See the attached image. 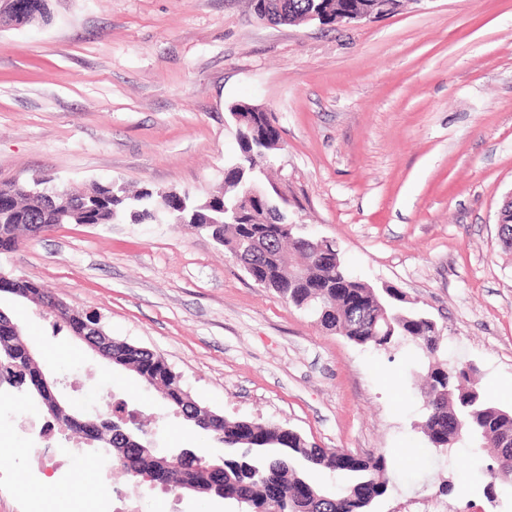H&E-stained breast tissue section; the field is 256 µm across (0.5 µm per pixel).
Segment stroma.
Segmentation results:
<instances>
[{"label": "stroma", "mask_w": 512, "mask_h": 512, "mask_svg": "<svg viewBox=\"0 0 512 512\" xmlns=\"http://www.w3.org/2000/svg\"><path fill=\"white\" fill-rule=\"evenodd\" d=\"M47 23L0 25V182L43 175L210 196L237 152L230 106L271 113L268 174L302 235L336 241L348 269L392 286L438 325L448 364L475 368L512 410V0H404L354 23L271 25L250 0H49ZM0 272L96 314L112 338L160 354L201 407L272 420L309 443L384 455L372 512H512L487 497L492 459L427 449L425 366L409 343L359 346L258 287L183 224H60L0 254ZM62 394L83 410L126 401L160 448L215 454L132 373L30 301L0 295ZM0 387V512H76L98 475L39 474L18 447L65 460L77 435Z\"/></svg>", "instance_id": "1"}]
</instances>
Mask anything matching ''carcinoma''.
Here are the masks:
<instances>
[{
	"mask_svg": "<svg viewBox=\"0 0 512 512\" xmlns=\"http://www.w3.org/2000/svg\"><path fill=\"white\" fill-rule=\"evenodd\" d=\"M270 20L276 24L300 23L313 14L322 24L336 23L340 9H362L371 0H263ZM48 0H20L15 12H0V24L31 25L47 20ZM279 131L264 118L257 120L249 140L239 144L237 158L228 165L250 170V177L261 178L259 160L276 149ZM243 188L226 179L210 201L211 216L223 222L220 245L230 251L247 252L254 264L253 281L277 293L294 307L313 314L320 324L353 343L387 351L402 342L415 345L427 358V383L423 390L425 413L420 425L432 448H453L468 440L470 447L497 456L501 448H512V411L488 403L471 381L463 366H448L437 358L440 336L434 320L400 306L403 296L394 288L378 291L350 274L339 252L318 246L299 248L279 235L273 224L241 222L236 204ZM171 207L170 194L144 188L130 194L123 187L98 184L83 192L72 206L48 205L35 186L21 188L14 182L0 183V253L17 250L30 235V225L112 224L129 218L137 223H154L165 208ZM115 366L155 363L153 380L160 381L157 392L174 414L181 417L195 410L182 376L160 355L137 345L113 348ZM24 376L21 361L0 356V375ZM458 416L461 433L441 431V421ZM224 422V500L240 512H305L300 504L284 499L275 504L265 500L268 484L292 487L306 484L313 492L312 512H370L375 501L389 489L388 464L384 456H349L343 452L317 448L306 439L291 436L282 447L284 425L249 419ZM309 470H325L347 478V483L331 492L311 481ZM183 474L205 487L202 469L196 459L184 462Z\"/></svg>",
	"mask_w": 512,
	"mask_h": 512,
	"instance_id": "carcinoma-1",
	"label": "carcinoma"
}]
</instances>
